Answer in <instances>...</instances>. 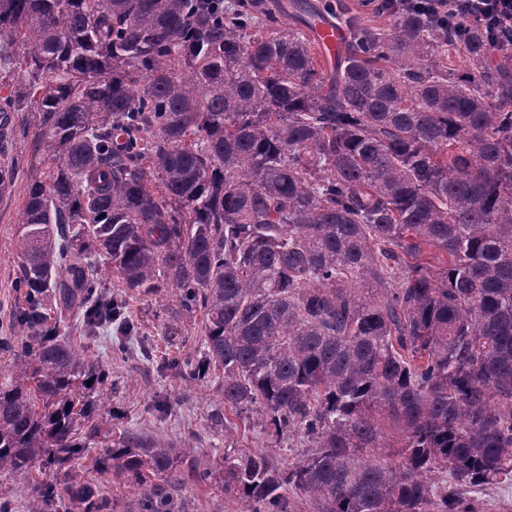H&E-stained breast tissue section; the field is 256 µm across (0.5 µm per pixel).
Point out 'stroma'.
Segmentation results:
<instances>
[{
    "label": "stroma",
    "mask_w": 512,
    "mask_h": 512,
    "mask_svg": "<svg viewBox=\"0 0 512 512\" xmlns=\"http://www.w3.org/2000/svg\"><path fill=\"white\" fill-rule=\"evenodd\" d=\"M315 2L330 4L329 16L339 24L349 15L375 28L390 23L374 0ZM38 134V119L33 116L24 134L12 139L10 155L17 166L14 188L11 194L0 197V336L12 332L18 305L14 276L19 261L17 229L22 200L31 178L45 167V159L36 149ZM127 300L137 324L136 335L126 336L112 328L85 340L70 326L62 328L71 341L83 342L89 359L103 364L109 375L106 390L113 410V441H121L129 431L152 440H193L191 458L199 468L208 469L211 477L174 490L183 512H243L242 502L224 493L225 449L262 452L284 462L294 456L297 437L276 436L267 412L259 407L244 409L237 419V431L225 436L221 380L212 377L192 386L171 366L175 359L202 356L205 336L201 314L182 311L177 297L166 291L148 296L131 294ZM173 320L178 331L166 335L165 328ZM76 470L80 480L95 485L102 503L99 512H140L137 494L123 476L89 470L85 460L78 461Z\"/></svg>",
    "instance_id": "1"
}]
</instances>
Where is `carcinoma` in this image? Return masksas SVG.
Wrapping results in <instances>:
<instances>
[{
    "label": "carcinoma",
    "mask_w": 512,
    "mask_h": 512,
    "mask_svg": "<svg viewBox=\"0 0 512 512\" xmlns=\"http://www.w3.org/2000/svg\"><path fill=\"white\" fill-rule=\"evenodd\" d=\"M306 0H0V113H39L47 163L19 227L12 361L0 372V472L97 512L72 461L124 473L142 512L203 482L186 441L130 434L90 392L105 369L61 338L121 319L129 292L177 293L224 382V411L266 409L308 446L278 465L224 454L245 512H479L512 487V75L478 25L400 3L388 32L349 20L331 72ZM31 37L27 51L19 42ZM471 70L448 72V49ZM41 468L51 483L36 480Z\"/></svg>",
    "instance_id": "carcinoma-1"
}]
</instances>
